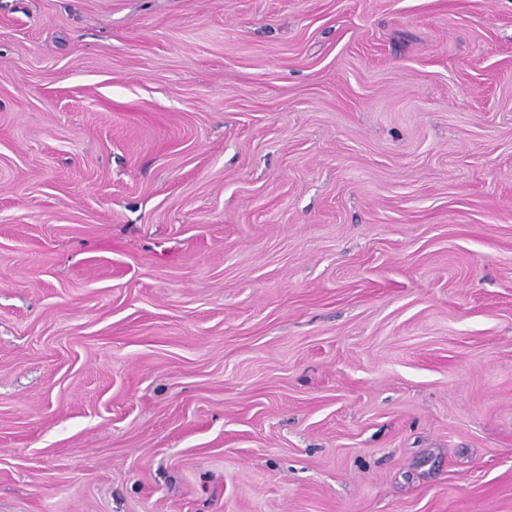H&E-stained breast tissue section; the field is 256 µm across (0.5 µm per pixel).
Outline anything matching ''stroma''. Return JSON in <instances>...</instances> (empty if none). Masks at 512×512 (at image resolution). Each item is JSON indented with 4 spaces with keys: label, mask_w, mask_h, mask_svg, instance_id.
<instances>
[{
    "label": "stroma",
    "mask_w": 512,
    "mask_h": 512,
    "mask_svg": "<svg viewBox=\"0 0 512 512\" xmlns=\"http://www.w3.org/2000/svg\"><path fill=\"white\" fill-rule=\"evenodd\" d=\"M0 512H512V0H0Z\"/></svg>",
    "instance_id": "stroma-1"
}]
</instances>
